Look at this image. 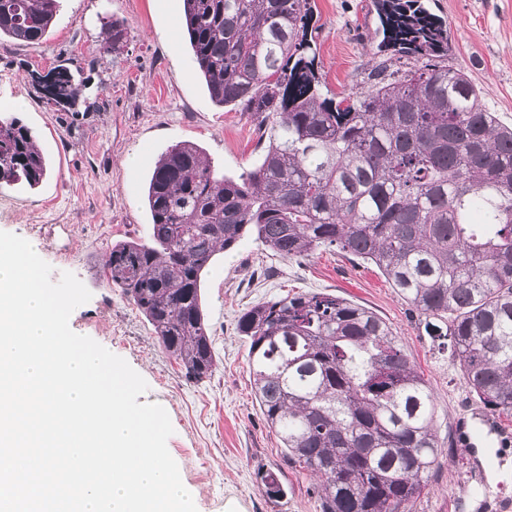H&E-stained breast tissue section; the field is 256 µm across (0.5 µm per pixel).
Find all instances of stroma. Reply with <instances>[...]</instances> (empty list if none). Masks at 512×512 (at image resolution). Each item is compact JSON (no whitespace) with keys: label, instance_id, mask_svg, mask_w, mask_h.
I'll use <instances>...</instances> for the list:
<instances>
[{"label":"stroma","instance_id":"1","mask_svg":"<svg viewBox=\"0 0 512 512\" xmlns=\"http://www.w3.org/2000/svg\"><path fill=\"white\" fill-rule=\"evenodd\" d=\"M448 22L449 60L466 72L489 111L512 126V0H424ZM318 66L327 96H343L387 61L378 49L373 0H311ZM125 20L129 36L112 50L106 23ZM67 70L86 81L74 103L47 100L41 79ZM35 134L50 162L36 188H0V231L39 244L52 280L73 273L91 299L70 316L71 329L124 358L146 381L138 403L168 413L167 447L197 512H321L313 479L289 463L252 392L248 347L235 323L247 307L294 292H324L362 304L394 330L435 396V429L444 450L429 490L412 512H498L512 499V417L486 433L488 411L470 393L449 348L422 324L374 269L336 249L284 259L254 238L217 252L203 274L202 301L214 365L187 381L155 343L145 317L103 277L113 244L146 237L148 179L176 143L198 145L221 173L239 175L261 153L254 123L217 105L183 28V0H58L54 25L38 43L0 41V111ZM136 157L128 166V157ZM471 436L472 449L461 441ZM284 485L267 497L259 473Z\"/></svg>","mask_w":512,"mask_h":512}]
</instances>
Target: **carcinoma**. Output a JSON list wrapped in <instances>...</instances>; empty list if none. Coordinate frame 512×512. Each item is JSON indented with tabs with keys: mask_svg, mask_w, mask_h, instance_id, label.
Returning <instances> with one entry per match:
<instances>
[{
	"mask_svg": "<svg viewBox=\"0 0 512 512\" xmlns=\"http://www.w3.org/2000/svg\"><path fill=\"white\" fill-rule=\"evenodd\" d=\"M57 0H0V39L46 37ZM380 47L410 67L374 70L339 99L321 93L310 0H184V28L215 103L248 116L259 160L219 175L190 143L149 180L147 239L112 246L109 285L152 327L189 380L213 367L202 306L205 269L252 236L284 259L336 248L374 266L449 341L465 382L512 415V127L449 64L448 23L423 0H378ZM112 48L127 41L108 22ZM72 102L85 84L57 74ZM33 131L0 118V187L47 176ZM255 396L288 462L314 477L322 512H410L442 454L434 397L388 323L323 292L244 309ZM270 498L277 474L261 475Z\"/></svg>",
	"mask_w": 512,
	"mask_h": 512,
	"instance_id": "carcinoma-1",
	"label": "carcinoma"
}]
</instances>
